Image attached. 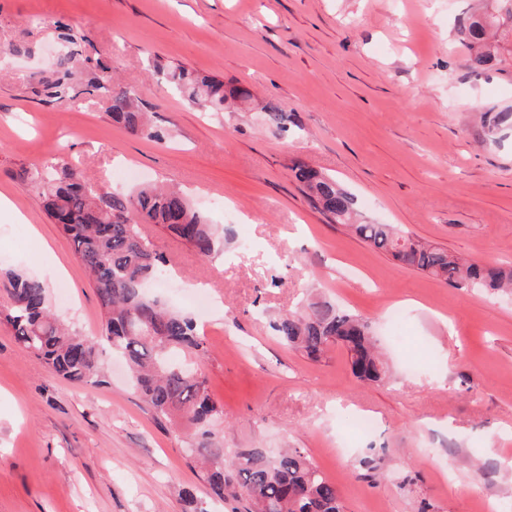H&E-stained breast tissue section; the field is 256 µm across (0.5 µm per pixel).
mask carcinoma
I'll return each instance as SVG.
<instances>
[{
	"mask_svg": "<svg viewBox=\"0 0 512 512\" xmlns=\"http://www.w3.org/2000/svg\"><path fill=\"white\" fill-rule=\"evenodd\" d=\"M501 2L499 14L485 12L458 19V31L471 50L470 70L480 74L496 54L488 39L498 34L501 19L512 21V0ZM42 24L57 32V39L76 46L87 41L80 29L61 20ZM77 60L75 52L57 57L55 69L30 77V92L41 101L72 102ZM82 93L100 97L112 121L129 132L161 140L131 91L113 87L110 68L102 61L82 60ZM162 79L188 104L208 112H222L235 100L250 99V92L184 65H171ZM265 121L280 132L292 124L287 107L269 101L262 106ZM311 203L338 224H349L354 200L336 179L303 163L292 166ZM27 178L43 188L51 221L70 239L78 260L92 276L103 313L101 335L126 359L135 393L155 417L181 431L188 462L212 494L231 502V512L245 500L246 512H344L336 486L303 451L287 448L269 459L256 448L224 457L215 445L212 424L223 415L211 395L198 364L180 359L190 353L201 360L207 345L194 320L169 309L145 292L146 282L167 273L166 260L141 232L156 224L188 244L203 257L213 255L217 234L185 194L149 185L131 194L100 192L67 164L27 171ZM357 236L390 255L400 265L423 273L453 288L495 293L512 288V266L464 260L440 246L405 234L392 224H355ZM0 323L16 343L43 360L56 374L72 381H101L102 351L98 341L82 336L63 323L51 305L46 283L18 271L0 272ZM279 338L289 347L317 361L333 346L343 348L353 374L364 381L381 382L387 371L371 336L369 319L322 299H307L299 309L274 323Z\"/></svg>",
	"mask_w": 512,
	"mask_h": 512,
	"instance_id": "1",
	"label": "carcinoma"
}]
</instances>
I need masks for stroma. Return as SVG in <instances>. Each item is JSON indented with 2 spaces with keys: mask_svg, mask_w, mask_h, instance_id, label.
<instances>
[{
  "mask_svg": "<svg viewBox=\"0 0 512 512\" xmlns=\"http://www.w3.org/2000/svg\"><path fill=\"white\" fill-rule=\"evenodd\" d=\"M484 0H0V266L46 279L55 311L98 336L101 310L70 241L25 171L71 163L107 191L167 184L214 224L222 267L147 226L172 272L161 291L192 316L200 368L224 419L226 457L301 449L345 512H497L512 499V295L453 288L331 223L291 176L302 161L336 178L360 221L392 224L466 259L512 264V54L468 67L459 17ZM78 23L84 55L134 92L157 142L130 134L86 95L45 103L31 73L63 46L34 18ZM27 47L24 55L11 53ZM182 63L251 90L206 114L154 68ZM288 107L280 134L259 106ZM367 316L389 367L359 381L346 352L314 362L273 329L309 293ZM409 311L394 342L385 309ZM102 383L62 379L0 324V512H224L189 468L180 437L104 354ZM375 420L358 436L352 422ZM434 449L433 464L424 449Z\"/></svg>",
  "mask_w": 512,
  "mask_h": 512,
  "instance_id": "1",
  "label": "stroma"
}]
</instances>
